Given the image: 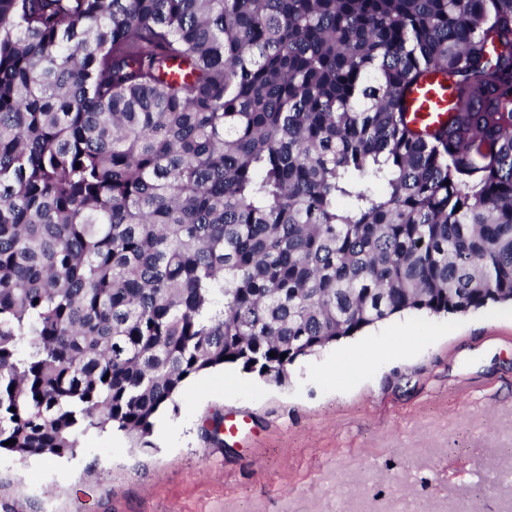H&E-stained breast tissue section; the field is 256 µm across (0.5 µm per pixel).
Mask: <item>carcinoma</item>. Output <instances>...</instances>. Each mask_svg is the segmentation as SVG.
<instances>
[{
	"label": "carcinoma",
	"instance_id": "carcinoma-1",
	"mask_svg": "<svg viewBox=\"0 0 512 512\" xmlns=\"http://www.w3.org/2000/svg\"><path fill=\"white\" fill-rule=\"evenodd\" d=\"M510 302L512 0H0V453ZM449 93L445 85L430 80L416 89L409 100V117L416 126H434L446 118Z\"/></svg>",
	"mask_w": 512,
	"mask_h": 512
}]
</instances>
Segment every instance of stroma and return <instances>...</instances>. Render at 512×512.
Instances as JSON below:
<instances>
[{"instance_id":"stroma-1","label":"stroma","mask_w":512,"mask_h":512,"mask_svg":"<svg viewBox=\"0 0 512 512\" xmlns=\"http://www.w3.org/2000/svg\"><path fill=\"white\" fill-rule=\"evenodd\" d=\"M372 346L355 382L318 378ZM214 416L247 424L218 441ZM149 441L108 431L62 457L1 454L0 512H512V306L391 317L281 385L235 364L193 376Z\"/></svg>"}]
</instances>
